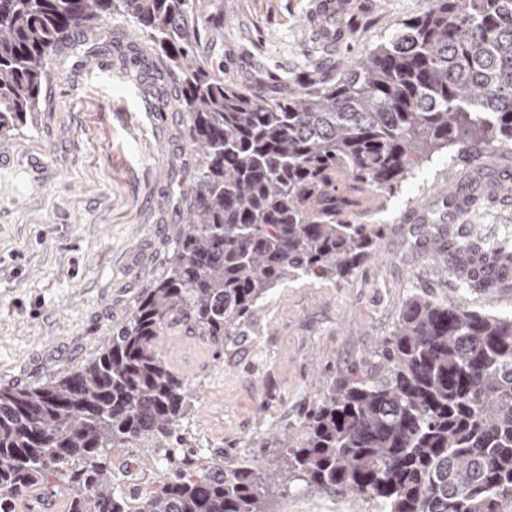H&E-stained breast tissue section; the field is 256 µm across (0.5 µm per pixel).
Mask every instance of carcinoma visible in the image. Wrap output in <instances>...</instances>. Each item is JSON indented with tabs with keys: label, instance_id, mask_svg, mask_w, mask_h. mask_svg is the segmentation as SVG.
Returning <instances> with one entry per match:
<instances>
[{
	"label": "carcinoma",
	"instance_id": "1",
	"mask_svg": "<svg viewBox=\"0 0 512 512\" xmlns=\"http://www.w3.org/2000/svg\"><path fill=\"white\" fill-rule=\"evenodd\" d=\"M120 13L182 88L198 155L164 274L97 357L33 388L0 389V512L70 491L67 512H268L276 479L252 459L203 456L184 422L191 384L161 356L175 324L224 355L292 279L348 278L380 224H350L360 195L392 189L440 148L512 146V0H429L339 79L278 80V98L218 77L197 45L222 19L195 0H0V138L33 122L51 53ZM373 371L321 385L296 431L256 439L285 471L373 512H506L512 505V315L423 294L381 339ZM165 465L124 491L117 449Z\"/></svg>",
	"mask_w": 512,
	"mask_h": 512
}]
</instances>
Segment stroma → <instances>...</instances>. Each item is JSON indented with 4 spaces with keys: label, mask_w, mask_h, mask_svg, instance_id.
Returning <instances> with one entry per match:
<instances>
[{
    "label": "stroma",
    "mask_w": 512,
    "mask_h": 512,
    "mask_svg": "<svg viewBox=\"0 0 512 512\" xmlns=\"http://www.w3.org/2000/svg\"><path fill=\"white\" fill-rule=\"evenodd\" d=\"M321 40L317 0H196L220 15L198 45L222 59L217 74L245 90L275 75L339 77L390 39L428 0H341ZM84 62L70 45L52 57L43 111L0 138V389L58 379L100 352L146 286L165 268L186 207L197 157L188 143L180 88L147 37L117 15ZM380 224L378 255L348 279H298L273 290L248 333L216 357L205 343L162 356L192 386L185 431L199 453L259 456L278 473L271 512H368L365 502L289 478L275 448L252 449L259 432L298 423L319 381L368 362L405 300L424 293L498 315L512 314V275L493 288L467 287L438 232L512 252V147L440 150L394 190L370 193L348 216Z\"/></svg>",
    "instance_id": "obj_1"
}]
</instances>
